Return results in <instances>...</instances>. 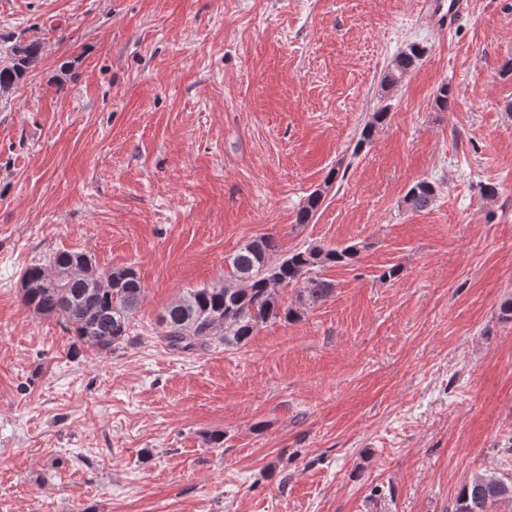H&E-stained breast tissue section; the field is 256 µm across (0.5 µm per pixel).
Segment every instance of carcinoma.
Segmentation results:
<instances>
[{
  "instance_id": "cac0c4a2",
  "label": "carcinoma",
  "mask_w": 512,
  "mask_h": 512,
  "mask_svg": "<svg viewBox=\"0 0 512 512\" xmlns=\"http://www.w3.org/2000/svg\"><path fill=\"white\" fill-rule=\"evenodd\" d=\"M0 60V92L19 85L42 58V45L17 42L3 48ZM425 49L409 45L397 55L384 77L392 87L422 59ZM388 118L382 107L361 130L356 148L369 144ZM325 190L318 188L305 199L297 223L307 224L315 216ZM437 196L434 182L422 180L403 198L410 210L431 206ZM360 249L355 245L328 248L321 245L281 254L276 239L262 234L225 258L235 286L194 288L169 304L159 317L158 336L168 348L187 352L215 342L227 347L242 344L268 323L296 322L304 311L327 301L335 284L318 276L316 269L328 264H353ZM22 279V302L33 313L55 317L73 328L74 350L87 346L106 355L129 341L132 321L144 297V288L132 267L99 271L82 252H58L30 265ZM302 282L295 300L279 301L278 287ZM512 505V477L476 474L466 482L456 499L455 512H500Z\"/></svg>"
}]
</instances>
